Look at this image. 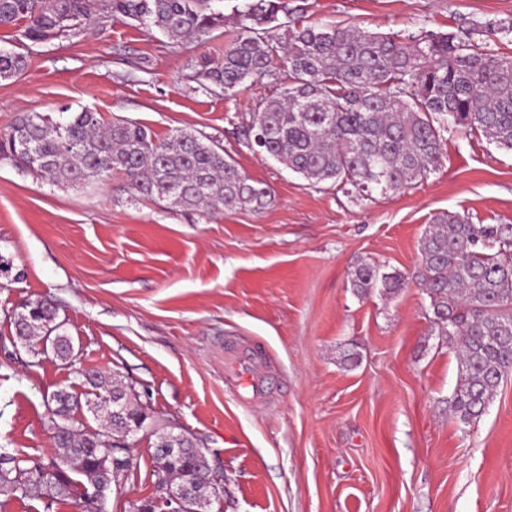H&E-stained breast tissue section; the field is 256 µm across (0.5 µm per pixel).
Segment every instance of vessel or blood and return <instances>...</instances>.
Here are the masks:
<instances>
[{"mask_svg": "<svg viewBox=\"0 0 512 512\" xmlns=\"http://www.w3.org/2000/svg\"><path fill=\"white\" fill-rule=\"evenodd\" d=\"M224 386L243 403L265 400L271 377L259 347L240 337L227 339L224 345Z\"/></svg>", "mask_w": 512, "mask_h": 512, "instance_id": "vessel-or-blood-1", "label": "vessel or blood"}]
</instances>
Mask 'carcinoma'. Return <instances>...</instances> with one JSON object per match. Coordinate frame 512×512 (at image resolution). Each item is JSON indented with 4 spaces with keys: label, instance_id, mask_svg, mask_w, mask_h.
I'll use <instances>...</instances> for the list:
<instances>
[{
    "label": "carcinoma",
    "instance_id": "carcinoma-1",
    "mask_svg": "<svg viewBox=\"0 0 512 512\" xmlns=\"http://www.w3.org/2000/svg\"><path fill=\"white\" fill-rule=\"evenodd\" d=\"M97 8L98 0H0V28L39 43L76 29ZM105 8L177 42L224 21L210 0H108ZM281 13L288 14L283 0H247L238 11L241 33L223 58L199 61V76L236 93L267 75L278 52L271 31ZM504 30L472 20L455 32L400 39L347 27H296L288 34L281 90L257 102L241 133L250 147L308 182L350 185L365 196L425 177L455 132L480 131L512 152V54L490 45ZM26 66L22 53L0 55V80L19 76ZM0 157L58 186L120 173L130 197L183 210L262 209L272 200L270 188L250 182L202 136L185 131L156 140L143 125L123 119L105 125L88 109L66 121L49 113L19 118L0 130ZM421 256L413 278L430 298L442 334L456 337L461 375L453 409L469 422L483 414L512 369V224H474L457 212L441 214L421 241ZM406 280L366 263L355 271L353 288L359 296L392 294ZM57 318L53 303L30 301L13 315L14 337L32 349L47 335L46 323ZM50 344L57 360L72 363L67 334L57 332ZM78 374L96 390L93 398L121 399V418L96 416L114 440V465L104 459V434L87 431L77 418L74 393L60 388L46 399L53 453L32 460L0 448V495L34 492L61 501L90 483L110 492L132 467L129 432L151 425L139 396L98 370ZM152 435L154 499L186 490L211 504L209 462L192 439L185 437L172 459L160 449L174 445V434L154 429Z\"/></svg>",
    "mask_w": 512,
    "mask_h": 512
}]
</instances>
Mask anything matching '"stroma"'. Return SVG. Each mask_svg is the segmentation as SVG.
<instances>
[{
	"label": "stroma",
	"instance_id": "obj_1",
	"mask_svg": "<svg viewBox=\"0 0 512 512\" xmlns=\"http://www.w3.org/2000/svg\"><path fill=\"white\" fill-rule=\"evenodd\" d=\"M287 3L279 42L294 26L404 38L465 19L512 22V0ZM243 4L214 0L223 26L181 43L103 11L41 43L0 29V48L29 59L17 80L0 81V129L87 108L158 139L188 131L272 191L259 210H182L130 198L118 173L61 188L0 160V261L11 267L0 273V448L51 454L46 398L62 386L84 393L79 371L93 367L134 385L154 427L176 424L208 449L224 474L211 512H512V373L463 423L452 410L459 358L423 288L363 299L352 286L364 263L412 275L442 213L512 224V152L454 133L436 168L404 189L365 198L310 184L235 134L273 77L227 94L198 75L201 56H223ZM44 298L74 343L72 364L13 340L12 315ZM228 336L265 350L267 403L244 405L225 389ZM153 442L135 436L132 469L105 512L152 496Z\"/></svg>",
	"mask_w": 512,
	"mask_h": 512
}]
</instances>
